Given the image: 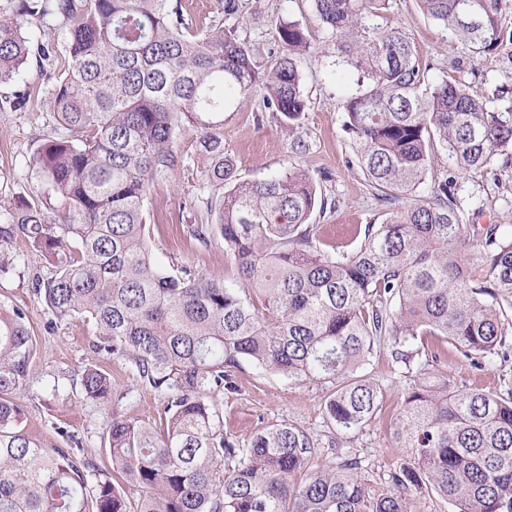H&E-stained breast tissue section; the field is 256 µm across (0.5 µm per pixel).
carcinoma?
Returning <instances> with one entry per match:
<instances>
[{
	"label": "carcinoma",
	"mask_w": 512,
	"mask_h": 512,
	"mask_svg": "<svg viewBox=\"0 0 512 512\" xmlns=\"http://www.w3.org/2000/svg\"><path fill=\"white\" fill-rule=\"evenodd\" d=\"M312 2L336 53L369 80L343 104L345 129L387 212L350 250L321 247L309 219L325 201L307 174L238 178L224 121L208 119L258 93L265 108L301 117L300 60L311 43L299 24L276 23L282 51L266 69L220 22L194 30L180 0H0V86L30 55L51 58L52 44L27 35L34 19L66 31L70 57L53 83L69 136L47 140L35 159L61 210L22 202L11 214L56 261L39 294L56 319L87 318L98 351L131 362L167 397L153 426L112 419L111 473L41 447L8 399L27 381L33 337L19 308L0 305V512H131L117 475L140 489L136 512H412L413 492L455 512H512L509 382L499 393L448 379L428 386L418 346L440 337L477 369L512 356V229L462 223L451 180L407 202L437 146L463 173L512 151V111H489L451 74L423 87L411 42L363 25L388 0ZM417 3L476 54L501 43L504 0ZM185 121L201 129L196 158L211 187L201 203L215 215L187 232L203 244L219 233L246 288L152 259L146 197L178 162L172 141ZM384 342L414 372L393 425L413 460L391 473V489L372 492L356 460L311 467L315 450L293 426L263 430L246 448L224 436L210 395L235 389L242 360L330 385L329 418L360 428L379 410L365 367ZM81 389L112 401V381L96 367L84 369Z\"/></svg>",
	"instance_id": "obj_1"
}]
</instances>
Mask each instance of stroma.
I'll use <instances>...</instances> for the list:
<instances>
[{"label": "stroma", "instance_id": "35a3bbf8", "mask_svg": "<svg viewBox=\"0 0 512 512\" xmlns=\"http://www.w3.org/2000/svg\"><path fill=\"white\" fill-rule=\"evenodd\" d=\"M239 2L240 10L232 15L223 13L221 0H183V5L194 28H206L212 19L223 20L225 28L233 30L264 67L272 66L280 52L276 23L297 22L312 44L301 61L307 108L299 121L291 123L265 109L261 96L244 99L236 111L224 115V151L244 180L290 169L308 173L326 202L324 210L314 211L310 218L318 226L320 239L333 245L351 244L356 229L382 222L385 212L355 160L342 109L343 101L363 90L367 80L328 47L312 0ZM507 3L501 20L504 38L495 51L483 56L474 55L469 46L424 16L416 0H389L386 10L368 17L364 24L370 30L400 31L418 53L426 85L454 73L489 110L501 112L512 106V0ZM54 40L51 62L31 57L12 83L0 87V214L4 216L23 200L44 207L57 203L35 166L41 145L64 132L53 111L52 76L67 67L68 54L63 35L55 34ZM200 133L192 123L176 131L173 148L179 162L150 184L145 211L153 260L165 269L182 266L235 284L237 265L225 252L223 238L213 237L204 245L186 232L187 225L215 220L196 203L208 191L195 161ZM297 137L308 143L306 153H288L289 142ZM433 169L436 177L455 178L464 223L512 228V153L499 156L491 167L462 174L440 148L434 154ZM53 273L27 234L14 227L12 239L0 246V304L20 308L35 338L26 385L14 400L25 413L26 432L43 447L67 449L72 441H79L85 457L105 468L110 464L105 446L113 417L158 420L166 398L145 388L130 362L98 352L90 322L80 316L67 321L54 317L37 291L38 281ZM424 346L439 355L427 368L428 382L448 378L491 393L499 391L503 381L512 382V361L478 371L437 338H425ZM89 366L110 376L112 403L84 399L80 377ZM366 371L380 384L382 399L375 417L354 432L340 429L327 418V386L265 371L246 360L234 372L235 390L212 395L211 402L225 435L240 447H247L263 429L290 424L307 434L323 461L335 465L357 459L361 476L372 490L381 492L391 487L389 474L411 459L409 449L398 447L392 434L409 380L386 347L374 354Z\"/></svg>", "mask_w": 512, "mask_h": 512}]
</instances>
